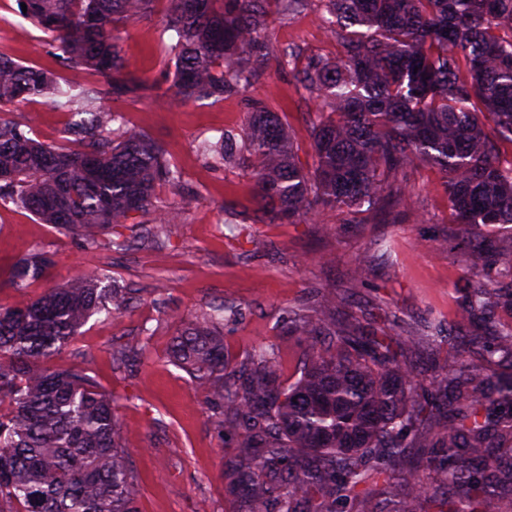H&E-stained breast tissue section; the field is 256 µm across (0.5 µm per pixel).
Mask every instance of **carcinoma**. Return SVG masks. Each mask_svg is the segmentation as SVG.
Listing matches in <instances>:
<instances>
[{"label":"carcinoma","instance_id":"carcinoma-1","mask_svg":"<svg viewBox=\"0 0 512 512\" xmlns=\"http://www.w3.org/2000/svg\"><path fill=\"white\" fill-rule=\"evenodd\" d=\"M164 4L174 76L165 90L132 76L113 30ZM267 0H18L49 35L74 79L0 54V108L42 97L77 116L67 134L81 148L41 143L0 120V204H12L88 249L136 214L167 235L182 210L160 206L158 183L181 172L146 135L105 107L107 96L161 104L219 101L252 91L271 66L318 100L314 162H296L281 116L251 100L245 129L203 141L208 163L233 164L253 181L252 221L277 224L335 210L349 224L391 209L408 192L398 174L417 163L446 176L453 223L466 227L463 284L453 321L429 318L400 336V320L361 324L344 310L353 288L288 311L307 350L285 384L271 346L232 367L224 356V306L175 337L170 358L195 382L226 436H242L224 463L234 512H512V257L498 231L512 224V0H323L341 56L296 65L264 33ZM289 18L310 0H276ZM99 74L102 88L88 80ZM54 261L33 251L10 266L21 290ZM129 298L103 268L27 303L0 305V512H137L112 394L86 370L61 362L91 317L120 314ZM426 342L456 354L451 376L427 389L404 350Z\"/></svg>","mask_w":512,"mask_h":512}]
</instances>
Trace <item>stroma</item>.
Here are the masks:
<instances>
[{
	"mask_svg": "<svg viewBox=\"0 0 512 512\" xmlns=\"http://www.w3.org/2000/svg\"><path fill=\"white\" fill-rule=\"evenodd\" d=\"M267 8L273 52L290 48L304 58L339 57L337 41L324 28L321 0L285 19L275 0ZM163 29L157 10L115 36L130 70L165 88L172 82L174 62ZM0 53L59 68L47 35L19 14L16 0H0ZM253 95L287 121L299 162L311 166L309 129L316 101L290 74L273 68L259 78ZM108 105L123 114L129 128L160 144L181 170L180 187L162 183L156 188L160 204L184 208L181 224L159 248L141 244L135 229L127 227L121 231L122 248L91 251L31 213L0 205V269L35 250L48 252L54 261L50 280L20 291L1 288L0 304L28 302L50 285L108 265L113 286L128 293L131 304L112 318L93 316L68 350L116 401L121 442L139 478V512H229L224 458L237 441L222 435L190 376L171 362L174 337L208 306L237 307L238 316L224 324L229 363H239L256 346L270 345L284 381L294 380L305 349L288 335V309L308 303L318 291L346 284L351 269L368 256L372 271L357 289L354 313L378 303L409 323L431 316L447 319L464 275L462 230L452 221L442 172L421 163L403 175L414 193L398 214L367 212L360 223L345 224L327 209L315 224L247 220L229 232L223 207L248 204L252 181L238 167L205 165L194 147L227 130L241 132L249 101L233 97L159 108L148 100L122 98ZM0 119L26 123L42 142L72 145L65 134L72 115L43 98L27 99L1 112ZM135 341L143 346L139 360L128 368L118 366L116 349Z\"/></svg>",
	"mask_w": 512,
	"mask_h": 512,
	"instance_id": "1",
	"label": "stroma"
}]
</instances>
